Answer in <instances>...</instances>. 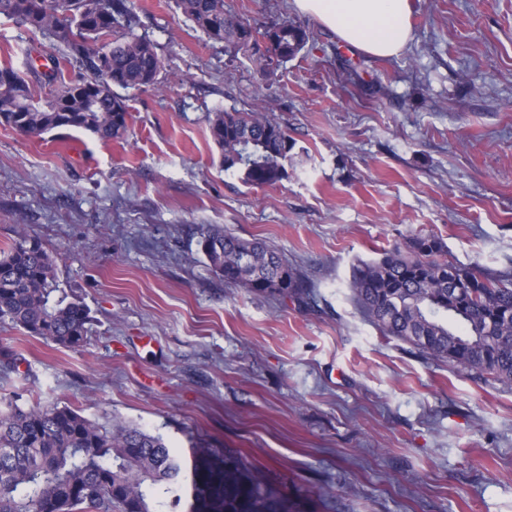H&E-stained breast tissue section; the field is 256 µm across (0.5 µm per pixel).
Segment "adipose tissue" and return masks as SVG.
Listing matches in <instances>:
<instances>
[{"label":"adipose tissue","instance_id":"ef3b65f1","mask_svg":"<svg viewBox=\"0 0 512 512\" xmlns=\"http://www.w3.org/2000/svg\"><path fill=\"white\" fill-rule=\"evenodd\" d=\"M294 4L366 55L396 56L412 38L410 0H294Z\"/></svg>","mask_w":512,"mask_h":512}]
</instances>
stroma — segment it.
<instances>
[{"instance_id": "obj_1", "label": "stroma", "mask_w": 512, "mask_h": 512, "mask_svg": "<svg viewBox=\"0 0 512 512\" xmlns=\"http://www.w3.org/2000/svg\"><path fill=\"white\" fill-rule=\"evenodd\" d=\"M158 45V87L127 91L125 139L0 125V248L55 258L61 295L93 318L67 350L0 322V406L68 405L164 435L213 476L262 475L263 512H512V385L420 356L351 299L358 261L418 235L449 260L512 271V0H411L399 56L351 49L293 0H225L260 29L304 24L308 46L262 72L173 0H127ZM60 57L0 20V59ZM261 108L294 147L288 175L248 186L209 134L218 109ZM274 245L309 303L230 285L200 233Z\"/></svg>"}]
</instances>
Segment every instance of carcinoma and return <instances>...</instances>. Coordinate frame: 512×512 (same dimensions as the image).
<instances>
[{
    "instance_id": "cac0c4a2",
    "label": "carcinoma",
    "mask_w": 512,
    "mask_h": 512,
    "mask_svg": "<svg viewBox=\"0 0 512 512\" xmlns=\"http://www.w3.org/2000/svg\"><path fill=\"white\" fill-rule=\"evenodd\" d=\"M208 39L246 54L262 68L295 58L309 42L306 28L282 21L258 33L227 11L224 0H175ZM0 17L39 33L62 49L51 72L26 79L0 63V124L30 136L83 130L109 142L127 132L129 105L118 90L155 87L162 70L157 45L134 33L138 17L127 0H0ZM80 76L66 83L63 69ZM224 171L251 186L287 176L294 143L280 124L253 109L216 110L208 118ZM199 246L224 282L274 298L310 295L302 274L266 241L244 239L213 225ZM432 236L412 238L407 250H386L352 266V298L363 315L391 336L432 359L473 371L486 381L512 384V323L487 337L500 311L512 312V275L493 276L478 265L442 257ZM467 285L448 293V272ZM53 256L35 239L18 237L0 250V321L63 348L87 343L93 322L80 300L50 302ZM183 459L164 437L139 425L98 423L68 406L0 412V512H180ZM256 475L237 490L258 504Z\"/></svg>"
}]
</instances>
